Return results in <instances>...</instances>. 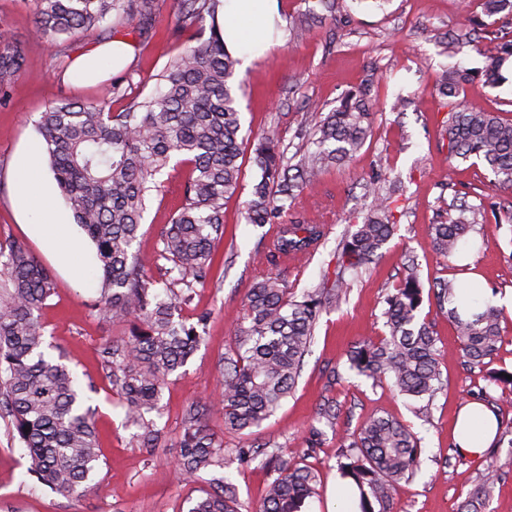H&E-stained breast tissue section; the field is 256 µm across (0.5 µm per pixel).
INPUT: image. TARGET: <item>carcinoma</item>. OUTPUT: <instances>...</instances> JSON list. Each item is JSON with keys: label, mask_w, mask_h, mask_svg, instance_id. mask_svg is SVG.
<instances>
[{"label": "carcinoma", "mask_w": 512, "mask_h": 512, "mask_svg": "<svg viewBox=\"0 0 512 512\" xmlns=\"http://www.w3.org/2000/svg\"><path fill=\"white\" fill-rule=\"evenodd\" d=\"M32 34L66 56L68 42L102 27L110 19L137 21L139 32L153 28V0H34ZM176 34L195 31V44L168 62L161 81L144 97H133L120 112L96 101L63 100L40 114L37 129L54 179L76 224L96 248L98 308L115 321L131 322L129 336L106 341L102 361L111 369L113 389L126 404L127 423L141 429L140 444L150 450L164 438L154 420L160 414L168 376L186 365L202 343L208 314L190 323L177 313L172 286L190 290L206 282L214 244L224 232V204L240 186L243 155L241 112L234 89L239 58L224 47L220 19L224 0H175ZM0 92L6 93L29 64L23 50L0 31ZM512 42L487 49L485 82L505 80ZM469 75L445 70L436 89L451 99L446 120L449 169L452 161H483L493 186L512 191V121L459 99ZM374 103L364 91L351 92L326 114L311 113L315 148L288 164L279 139L267 133L255 148L259 178L245 218L250 224L279 222L287 202L310 186L325 167L356 153L370 133ZM174 156L192 164L184 203L162 233L153 259L139 258L146 198L157 189L156 175ZM390 194L375 197L361 224L336 253V281L296 296L285 279L267 277L247 295V311L232 331L224 357L221 393L213 402H193L182 414L177 468L189 481L224 468V442L207 417L219 415L224 427L239 433L268 419L293 392L304 357L314 340L321 313L339 304L348 287L346 273L379 258L390 240ZM448 217L432 225L431 243L444 260L454 258L477 224L479 207L465 201L448 207ZM319 224H283L274 242L278 257L296 261L322 237ZM164 269L165 282L151 279L147 266ZM470 284L438 280L432 287L437 311L448 314L461 352L482 365L502 342V312L491 304L464 316L453 306L456 290ZM54 294L48 271L22 245L0 241V413L27 451V474L52 494L81 496L99 466L93 410L85 405L74 372L48 357L41 309ZM383 311L386 332L353 345L348 368L377 384L391 381L398 394L432 402L444 386L437 338L419 319L423 285L414 272L388 293ZM265 455L263 467L276 476L265 487L259 512H305L320 496V476L306 454L283 458L258 444L237 450V461ZM420 441L391 416L373 415L342 442L337 454L340 477L358 491L359 512H392L395 485L421 468ZM495 475L487 473L460 506V512H485ZM187 512H239L237 485L226 475L212 476Z\"/></svg>", "instance_id": "carcinoma-1"}]
</instances>
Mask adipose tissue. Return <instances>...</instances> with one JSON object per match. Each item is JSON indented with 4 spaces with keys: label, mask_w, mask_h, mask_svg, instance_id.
Masks as SVG:
<instances>
[{
    "label": "adipose tissue",
    "mask_w": 512,
    "mask_h": 512,
    "mask_svg": "<svg viewBox=\"0 0 512 512\" xmlns=\"http://www.w3.org/2000/svg\"><path fill=\"white\" fill-rule=\"evenodd\" d=\"M224 44L238 56L252 58L263 55L274 40V0H224ZM133 54L130 46L117 42L94 48L77 58L71 73L82 82L98 80L102 72L98 63L111 59L113 70H120ZM16 202L21 210L38 209L43 221L27 227L28 234L41 241L57 266L75 276L78 287L93 284L95 262L83 238L72 232L63 215L55 208L48 185H36L32 166L18 174ZM497 432L494 414L481 404L464 406L457 417L455 440L458 450L478 458L487 450Z\"/></svg>",
    "instance_id": "ef3b65f1"
}]
</instances>
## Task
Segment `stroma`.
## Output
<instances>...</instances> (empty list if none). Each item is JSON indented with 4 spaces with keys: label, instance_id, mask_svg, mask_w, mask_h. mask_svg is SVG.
<instances>
[{
    "label": "stroma",
    "instance_id": "stroma-1",
    "mask_svg": "<svg viewBox=\"0 0 512 512\" xmlns=\"http://www.w3.org/2000/svg\"><path fill=\"white\" fill-rule=\"evenodd\" d=\"M484 0H386L383 8L369 0H336V18L319 22L318 0H277L282 33L266 56L238 69L242 82L237 95L241 110L242 182L224 208V234L215 244V261L205 284L196 285L179 305L183 319L209 312L204 341L187 365L170 375L162 393L164 411L156 423L165 442L146 452L136 438V427L125 421V409L109 381L100 357L102 343L121 338L125 325L112 322L97 308V288L77 287L29 236L14 207V172L18 155L39 141L35 122L40 112L68 100H105L113 111L125 103L113 99L112 85L127 81V93L148 95L170 58L189 44L193 33L174 36L173 0H156L152 31L139 34L134 24L124 32L133 46L131 62L117 73H105L91 84L69 79L46 43L32 37L33 0H0V30L21 45L30 60L0 98V240L25 246L49 269L55 293L42 310L47 329L46 352L65 356L81 385L89 386V403L96 407V429L101 450L96 481L106 486L101 495L64 499L36 487L27 475V456L15 439L10 421L0 416V512H186L190 499L200 494V483L184 480L176 467L183 433L182 410L188 403L213 399L218 392L220 367L230 346L235 320L242 316L251 285L267 276H281L295 292L334 281L336 249L349 225L362 223L372 202L373 184L400 182L396 192V231L381 258L350 277L342 303L324 312L294 394L247 436L226 429L218 416L209 427L224 441V459L239 490V512H257L268 478L266 469L235 464L236 449L258 441L283 456L305 448L307 428L320 405L336 407V423L307 462L321 477V495L310 512H329L336 499V450L368 417L389 415L409 425L422 448L420 473L400 482L394 492V512H457L469 492L487 471L496 481L486 512H512V446L496 443L483 457L473 459L455 448L454 429L460 408L480 400L483 393L504 399L500 423L512 427V393L489 385L488 369L512 370V311L501 322L502 342L487 369L466 365L460 342L447 315L433 311L426 319L438 338L440 368L445 385L428 415L390 384L349 371L346 353L366 336L384 332L382 312L386 293L399 282L407 259H414L423 286L440 279L468 278L484 291L504 298L512 295V228H495L486 219L472 234L473 253L443 261L433 251L431 226L441 210L456 199L484 209L503 207L512 194L492 190L491 171L469 161L448 165L445 120L449 100L435 89L443 70L460 66L483 71V53L489 40L512 39V19L487 16ZM312 16L306 41L294 39L292 20ZM480 27L456 56L445 47L464 33L469 20ZM367 87L377 105L372 132L364 146L347 161L323 170L311 187L297 197L286 221L321 224L325 236L299 269L286 268L271 255L279 227L256 226L243 216L257 177L253 163L257 138L272 132L287 154L310 146L308 103L332 110L351 91ZM463 96L482 109L512 120V81L489 85L466 84ZM191 165L171 160L163 170L161 189L147 202L138 248L150 257L173 213L184 200Z\"/></svg>",
    "mask_w": 512,
    "mask_h": 512
}]
</instances>
